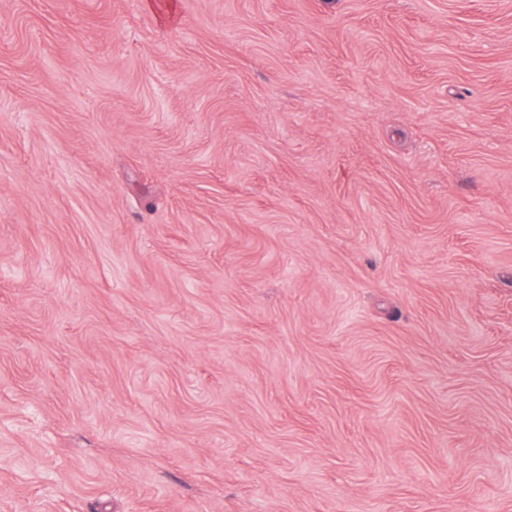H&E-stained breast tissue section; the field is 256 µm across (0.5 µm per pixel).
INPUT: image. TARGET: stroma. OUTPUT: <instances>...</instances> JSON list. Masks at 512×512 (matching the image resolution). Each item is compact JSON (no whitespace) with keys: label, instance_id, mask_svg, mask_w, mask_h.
Returning a JSON list of instances; mask_svg holds the SVG:
<instances>
[{"label":"stroma","instance_id":"obj_1","mask_svg":"<svg viewBox=\"0 0 512 512\" xmlns=\"http://www.w3.org/2000/svg\"><path fill=\"white\" fill-rule=\"evenodd\" d=\"M0 512H512V0H0Z\"/></svg>","mask_w":512,"mask_h":512}]
</instances>
